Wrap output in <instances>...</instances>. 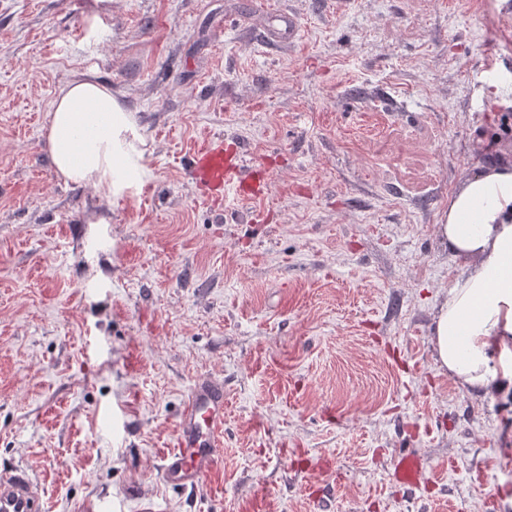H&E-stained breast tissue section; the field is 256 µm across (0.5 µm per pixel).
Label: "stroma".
Wrapping results in <instances>:
<instances>
[{
    "instance_id": "35a3bbf8",
    "label": "stroma",
    "mask_w": 512,
    "mask_h": 512,
    "mask_svg": "<svg viewBox=\"0 0 512 512\" xmlns=\"http://www.w3.org/2000/svg\"><path fill=\"white\" fill-rule=\"evenodd\" d=\"M87 72L143 137L112 199L48 153ZM506 120L512 0H0V466L47 512H512V397L433 350L466 266L438 219L512 162ZM207 136L257 198L201 197ZM201 375L224 446L190 494L160 467ZM407 448L413 492L389 479ZM425 462L421 455L413 450H405L394 457L390 468V478L406 489H417L425 473Z\"/></svg>"
}]
</instances>
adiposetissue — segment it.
I'll use <instances>...</instances> for the list:
<instances>
[{"label":"adipose tissue","mask_w":512,"mask_h":512,"mask_svg":"<svg viewBox=\"0 0 512 512\" xmlns=\"http://www.w3.org/2000/svg\"><path fill=\"white\" fill-rule=\"evenodd\" d=\"M133 133L111 84L84 73L58 90L47 140L65 180L122 195L139 176ZM438 235L452 257L470 261L435 316L439 366L467 393L512 392V166L481 169L451 193Z\"/></svg>","instance_id":"1"}]
</instances>
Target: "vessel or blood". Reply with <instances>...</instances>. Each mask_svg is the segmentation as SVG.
<instances>
[{"label": "vessel or blood", "mask_w": 512, "mask_h": 512, "mask_svg": "<svg viewBox=\"0 0 512 512\" xmlns=\"http://www.w3.org/2000/svg\"><path fill=\"white\" fill-rule=\"evenodd\" d=\"M198 190L212 202L241 195L243 166L227 154L222 138L204 141L187 161ZM177 448L163 459L161 477L171 487L196 490L218 463L224 437V382L199 378L191 386L177 421ZM421 455L406 450L394 457L390 478L406 489H417L425 473ZM0 512H46L45 491L26 467H0Z\"/></svg>", "instance_id": "b4317fda"}]
</instances>
